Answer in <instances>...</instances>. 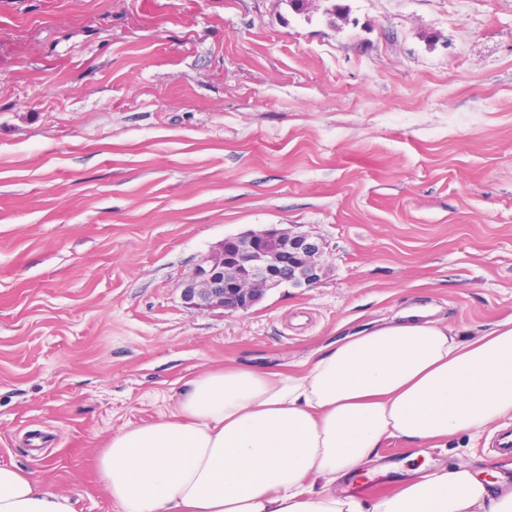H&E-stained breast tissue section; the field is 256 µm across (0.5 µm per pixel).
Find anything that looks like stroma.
I'll return each instance as SVG.
<instances>
[{
	"instance_id": "1",
	"label": "stroma",
	"mask_w": 512,
	"mask_h": 512,
	"mask_svg": "<svg viewBox=\"0 0 512 512\" xmlns=\"http://www.w3.org/2000/svg\"><path fill=\"white\" fill-rule=\"evenodd\" d=\"M272 225L322 239L319 282L185 307L201 255ZM409 308L464 341L512 317V0H0V464L123 512L96 458L187 379ZM496 432L387 440L358 483L512 487Z\"/></svg>"
}]
</instances>
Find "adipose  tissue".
Listing matches in <instances>:
<instances>
[{"label": "adipose tissue", "mask_w": 512, "mask_h": 512, "mask_svg": "<svg viewBox=\"0 0 512 512\" xmlns=\"http://www.w3.org/2000/svg\"><path fill=\"white\" fill-rule=\"evenodd\" d=\"M512 416V319L460 341L441 319L346 335L288 371L217 368L176 409L112 435L99 477L123 512H512L460 462L392 495L340 493L394 438L443 448ZM0 512H75L67 494L0 465Z\"/></svg>", "instance_id": "adipose-tissue-1"}]
</instances>
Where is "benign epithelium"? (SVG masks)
Wrapping results in <instances>:
<instances>
[{"instance_id":"obj_1","label":"benign epithelium","mask_w":512,"mask_h":512,"mask_svg":"<svg viewBox=\"0 0 512 512\" xmlns=\"http://www.w3.org/2000/svg\"><path fill=\"white\" fill-rule=\"evenodd\" d=\"M324 243L307 231L275 226L230 237L200 257L183 281L188 308L246 312L281 286L310 287L323 270Z\"/></svg>"}]
</instances>
